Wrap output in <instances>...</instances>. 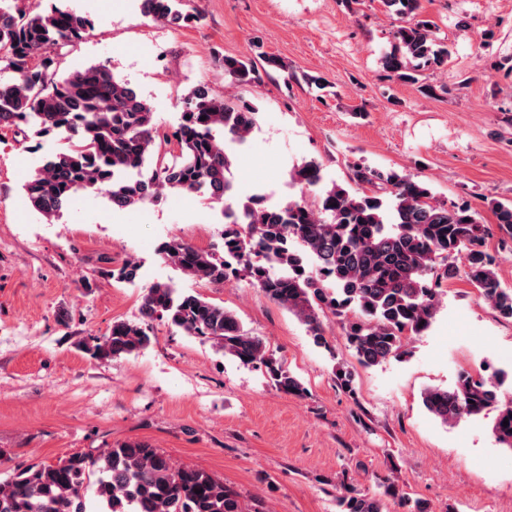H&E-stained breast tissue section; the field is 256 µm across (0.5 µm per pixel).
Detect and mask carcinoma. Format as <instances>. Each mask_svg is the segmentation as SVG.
I'll return each instance as SVG.
<instances>
[{"instance_id":"obj_1","label":"carcinoma","mask_w":512,"mask_h":512,"mask_svg":"<svg viewBox=\"0 0 512 512\" xmlns=\"http://www.w3.org/2000/svg\"><path fill=\"white\" fill-rule=\"evenodd\" d=\"M182 2L141 0L140 7L161 23L199 22ZM381 3L401 20L383 57L389 76L416 83L422 70L447 69L448 44L434 22L420 18V0ZM90 26L86 16L70 9L33 13L25 0H0V75L10 74L0 78V127L23 123L41 136L61 133L68 140V147L49 155L22 186L43 217L58 216L82 192L103 193L121 209L156 201L166 190L206 194L224 203L221 249L204 250L172 237L159 245L161 257L199 281L248 280L294 314L313 343L328 351L320 315L333 314L363 367L400 356L409 337L431 327L448 280H466L501 318L512 321V288L502 285L486 251L488 226L468 205L438 202L411 174L360 164L353 165L357 189L335 183L323 189L316 160L292 174L312 199L303 194L283 206L267 205L260 196L239 201L226 143L247 142L257 123L254 104L195 86L181 98L172 133L178 155L168 160L157 143L153 109L128 82L105 64L64 66L56 49L81 39ZM220 65L240 87L259 82L251 59L226 56ZM492 209L498 229L512 238V204L496 202ZM139 269L136 260L127 259L106 275L132 282ZM139 313L137 321L112 323L90 347L92 354L112 359L137 354L151 341L153 321L164 319L188 336L213 342L226 357L264 368L281 391L305 394L264 339L221 304L158 282L146 289ZM422 401L444 425L495 414L494 435L512 448V397L500 395L496 383L463 372L455 388L428 389ZM91 487L100 512H243L238 495L223 482L202 469L178 467L141 441L19 471L0 482V512H86ZM386 498L409 512H423L396 479L378 496L347 489L336 497V507L383 512Z\"/></svg>"}]
</instances>
